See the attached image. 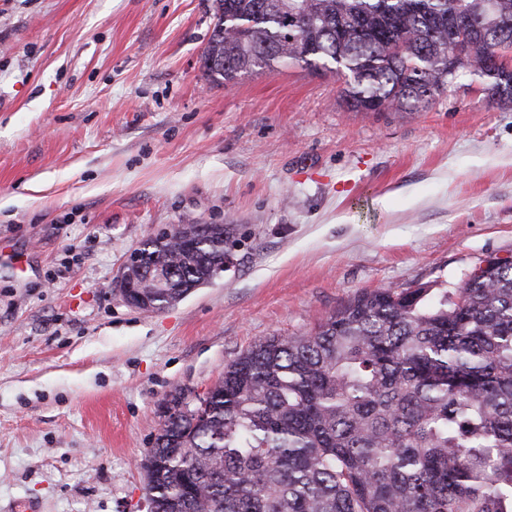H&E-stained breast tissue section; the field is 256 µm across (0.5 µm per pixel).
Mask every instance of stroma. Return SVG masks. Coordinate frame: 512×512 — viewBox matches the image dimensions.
I'll list each match as a JSON object with an SVG mask.
<instances>
[{
	"mask_svg": "<svg viewBox=\"0 0 512 512\" xmlns=\"http://www.w3.org/2000/svg\"><path fill=\"white\" fill-rule=\"evenodd\" d=\"M212 27V0H0V512H147L170 393L362 290L512 255V104L478 77L355 112L330 72L209 83ZM185 219L235 225L227 268L129 308V252Z\"/></svg>",
	"mask_w": 512,
	"mask_h": 512,
	"instance_id": "stroma-1",
	"label": "stroma"
}]
</instances>
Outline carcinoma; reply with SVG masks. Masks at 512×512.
Returning a JSON list of instances; mask_svg holds the SVG:
<instances>
[{
	"mask_svg": "<svg viewBox=\"0 0 512 512\" xmlns=\"http://www.w3.org/2000/svg\"><path fill=\"white\" fill-rule=\"evenodd\" d=\"M207 81L327 63L356 112H413L469 73L512 102V0H214ZM468 26L453 30L451 18ZM137 247L153 310L224 271L231 224ZM163 401L150 512H512V257L453 287L366 289L269 336L203 399Z\"/></svg>",
	"mask_w": 512,
	"mask_h": 512,
	"instance_id": "obj_1",
	"label": "carcinoma"
}]
</instances>
